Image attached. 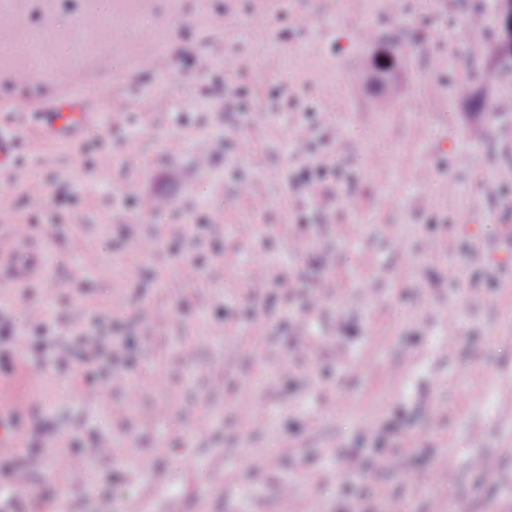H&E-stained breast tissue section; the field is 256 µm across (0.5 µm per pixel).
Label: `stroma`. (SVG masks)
<instances>
[{
	"mask_svg": "<svg viewBox=\"0 0 512 512\" xmlns=\"http://www.w3.org/2000/svg\"><path fill=\"white\" fill-rule=\"evenodd\" d=\"M1 9L21 172L0 170V231L32 225L50 278L0 273V376L22 387L0 470L42 462L0 512H512V274L478 257L512 221V112L476 103L512 99L488 0ZM92 25L94 52H70ZM388 51L392 91L353 82ZM67 93L92 117L43 144L34 112ZM101 320L122 325L103 347L120 381L87 398L78 340Z\"/></svg>",
	"mask_w": 512,
	"mask_h": 512,
	"instance_id": "obj_1",
	"label": "stroma"
}]
</instances>
